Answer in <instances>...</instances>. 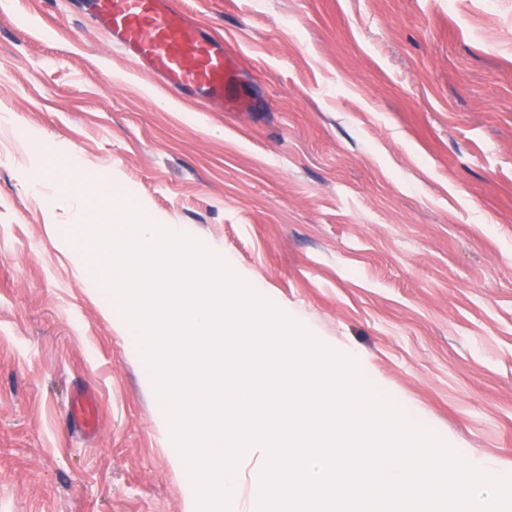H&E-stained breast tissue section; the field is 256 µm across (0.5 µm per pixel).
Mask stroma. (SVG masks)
I'll list each match as a JSON object with an SVG mask.
<instances>
[{"mask_svg": "<svg viewBox=\"0 0 512 512\" xmlns=\"http://www.w3.org/2000/svg\"><path fill=\"white\" fill-rule=\"evenodd\" d=\"M179 5L237 50L253 111L171 96L73 0H0V512L196 505L71 199L28 181L60 147L512 474V0ZM75 427L85 432H93L97 422L96 400L84 391H77L72 409Z\"/></svg>", "mask_w": 512, "mask_h": 512, "instance_id": "obj_1", "label": "stroma"}]
</instances>
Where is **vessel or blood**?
Returning a JSON list of instances; mask_svg holds the SVG:
<instances>
[{"label": "vessel or blood", "mask_w": 512, "mask_h": 512, "mask_svg": "<svg viewBox=\"0 0 512 512\" xmlns=\"http://www.w3.org/2000/svg\"><path fill=\"white\" fill-rule=\"evenodd\" d=\"M96 25L135 65L159 76L179 97L194 96L228 112H249L256 102L241 77L237 53L223 39L203 32L175 0H91ZM76 427L96 428L97 405L77 392L72 409Z\"/></svg>", "instance_id": "vessel-or-blood-1"}]
</instances>
